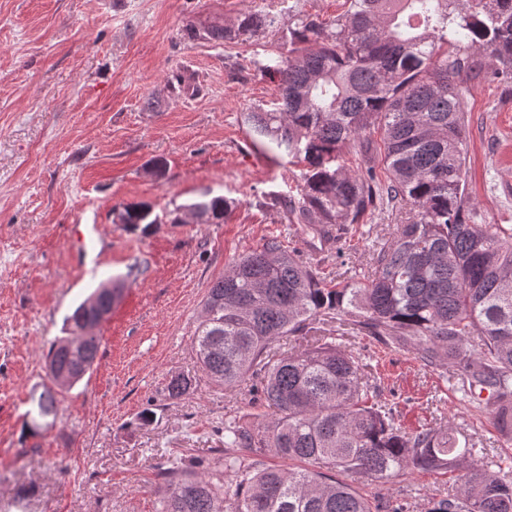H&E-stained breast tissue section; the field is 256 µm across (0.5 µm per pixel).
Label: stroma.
Wrapping results in <instances>:
<instances>
[{"label": "stroma", "instance_id": "1", "mask_svg": "<svg viewBox=\"0 0 512 512\" xmlns=\"http://www.w3.org/2000/svg\"><path fill=\"white\" fill-rule=\"evenodd\" d=\"M345 0H0V512H156L160 474L177 457L222 447L224 419L249 410L248 389L202 376L193 348L200 302L240 254L282 237L325 273L364 272L400 222L367 215L341 252L313 248L281 223L272 195L294 194L299 166L253 141L243 112L279 95L258 63L271 31L221 45L187 39L240 15L295 11L329 22ZM467 192L481 224L512 227V80L468 79ZM221 196L220 224L187 204ZM145 203L164 224L131 227L117 214ZM121 295L97 329L91 374L58 396L52 426L25 427L46 381L50 344L101 281ZM360 355L370 382L410 432L451 423L459 447L499 464L512 445L461 403L447 365L394 352L349 320L315 323ZM194 391L166 398L172 376ZM152 413V421L135 418ZM357 489L425 512L454 490L418 472Z\"/></svg>", "mask_w": 512, "mask_h": 512}]
</instances>
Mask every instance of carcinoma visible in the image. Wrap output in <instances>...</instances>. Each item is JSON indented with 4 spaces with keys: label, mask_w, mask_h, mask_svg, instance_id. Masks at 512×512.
I'll return each mask as SVG.
<instances>
[{
    "label": "carcinoma",
    "mask_w": 512,
    "mask_h": 512,
    "mask_svg": "<svg viewBox=\"0 0 512 512\" xmlns=\"http://www.w3.org/2000/svg\"><path fill=\"white\" fill-rule=\"evenodd\" d=\"M333 29L315 17L249 12L208 26L222 43L259 30L280 32L281 50L260 64L280 97L244 120L252 136L302 166L297 194L277 199L284 220L339 244L347 225L382 208L405 210L394 240L373 251L369 270L328 280L280 237L238 256L202 300L193 348L218 386L256 381L259 423L224 419V469L202 473L190 456L161 476L158 512H406L368 497L360 477L456 472L457 488L427 512H512V478L467 459L450 425L411 434L378 400L364 364L334 336H315L286 355L283 338L305 336L323 315L351 317L367 335L427 365L460 372L457 391L512 440V228L474 224L465 213V98L458 83L479 73L512 76V0H347ZM379 134L384 177L348 168L345 145ZM221 196L187 205L206 224L223 222ZM121 224H161L147 204H130ZM121 289L107 281L65 319L51 347L50 384L31 396L37 418L56 415L55 376L71 388L99 356L95 330ZM175 375L168 399L193 388ZM487 397H482V393ZM243 448L248 456L236 454ZM271 453L295 464L264 465Z\"/></svg>",
    "instance_id": "cac0c4a2"
}]
</instances>
